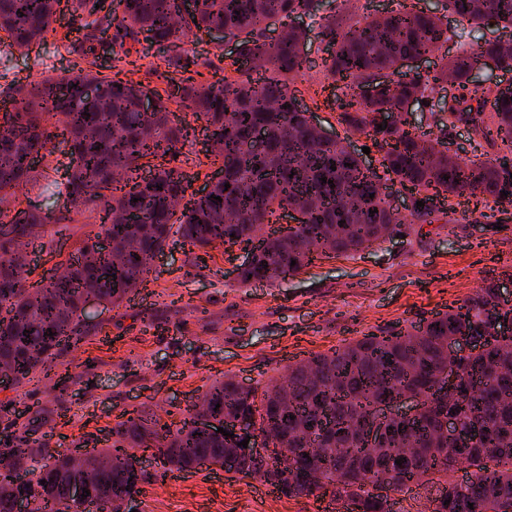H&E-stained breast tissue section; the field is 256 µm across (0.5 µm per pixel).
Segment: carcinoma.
<instances>
[{
	"instance_id": "cac0c4a2",
	"label": "carcinoma",
	"mask_w": 512,
	"mask_h": 512,
	"mask_svg": "<svg viewBox=\"0 0 512 512\" xmlns=\"http://www.w3.org/2000/svg\"><path fill=\"white\" fill-rule=\"evenodd\" d=\"M0 0V32L10 45L28 50L60 18L65 4L81 34L85 51L145 39L163 48L161 61L188 77L163 96L142 83L113 75L69 71L25 88L13 111L0 123V192L48 179L37 158L50 153L54 118L67 134L69 166L64 205L97 204L111 248L87 240L64 268L26 285L19 255L35 228L44 222L25 210L0 224V374L18 386L45 366L64 343L80 340L84 299L120 305L132 286L152 270L155 254L177 234L205 249L237 246L245 253L238 277L276 282L293 277L318 255H349L379 245L401 226L404 216L378 184L384 174L409 191L411 215L423 221L463 195L512 202V169L497 158L448 161L442 142L426 141L407 119L413 102L450 82L458 95L446 102L442 130L469 126L475 137L512 154V89L482 87L472 72L487 58H509L512 46L495 29H512V0H442V9L460 21L489 28L477 49L448 59L439 70L417 73L397 88L376 81L396 72L411 57L430 56L448 43V27L435 14L403 8L347 25L334 15L322 26L331 47L324 59L327 76L343 83L338 123L348 135L365 132L383 152V173L365 166L344 140H327L310 123L291 81L306 65L304 33L290 27L267 39L262 24L271 17L314 16L315 0ZM115 30L110 42L103 36ZM220 29L239 39L240 56L253 70L237 64L219 84L190 75L188 45L197 33ZM95 87L97 94H87ZM152 95L155 111L139 105ZM205 122L217 146L214 160L224 176L187 206L178 208L188 188L187 175L161 160L186 139V126L170 119V101ZM395 120L378 129L381 115ZM328 179L324 183L321 178ZM506 195H501V192ZM424 206L419 207L416 202ZM377 212L370 213V210ZM280 210H296L304 222L274 233L265 226ZM296 264H291V261ZM504 311L497 286L486 281L462 304L423 324L388 336L370 334L329 354H317L288 369L285 383L262 388L232 379L213 382L202 396L209 418L237 421L260 444L250 455L235 454L236 443L219 441L195 425L198 405L186 409L181 426L129 418L112 428V444L96 449L87 490L79 501L68 492L71 459L43 442L34 448L0 453V512H13L8 480L17 459L31 462L26 490L51 512H88L91 504L119 503L140 494L144 475L136 471L138 451L153 449L168 469L201 465L274 487L292 499L320 493L354 501L359 512H409L402 499L377 492L375 478L387 467L408 474L390 490L402 493L414 481L432 490L424 512H512V335L496 333ZM51 334H46V331ZM478 336L484 348L466 357L443 349L455 336ZM454 365L465 382L443 397L433 391ZM422 397L407 417L390 416L382 441L363 445L358 430L378 405L405 392ZM465 429L473 419L484 433L455 455L472 458L496 450L493 466L459 482L450 473V448L443 416ZM288 439V453L269 449L267 438ZM414 448L402 465L400 449ZM296 448H313L309 457ZM473 507H468V504Z\"/></svg>"
}]
</instances>
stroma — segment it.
I'll list each match as a JSON object with an SVG mask.
<instances>
[{"mask_svg": "<svg viewBox=\"0 0 512 512\" xmlns=\"http://www.w3.org/2000/svg\"><path fill=\"white\" fill-rule=\"evenodd\" d=\"M296 24L306 32L309 61L293 82L300 101L327 134L348 136L352 151L369 148L366 162L379 164L382 153L373 140L346 135L337 121L340 91L322 71L328 51L321 18ZM67 27V18H60L30 51H13L0 61V101L11 100L35 74L44 80L72 69L110 73L111 55L84 54ZM237 53V42L199 35L194 69L207 78L223 75ZM408 120L428 137H444L458 159L498 153L464 127L441 133L423 104L413 105ZM212 149L203 122L194 121L170 160L190 176V194H200L217 170ZM452 204L431 222L411 219L379 247L317 260L275 284H240L238 248L202 251L173 238L153 260L149 284L136 287L120 306L86 307L79 345L60 346L53 362L23 384L0 387V452L44 439L68 456L99 448L111 443L115 424L131 416L174 425L224 376L246 386L264 383L311 355L442 315L484 281L512 291V204L497 206L479 196L456 197ZM19 209L45 218L26 248L33 282L101 232L92 204L67 210L37 187L0 201L6 217ZM141 462L146 479L136 512H322L323 498L289 499L216 467L166 480L153 451L142 452Z\"/></svg>", "mask_w": 512, "mask_h": 512, "instance_id": "35a3bbf8", "label": "stroma"}]
</instances>
